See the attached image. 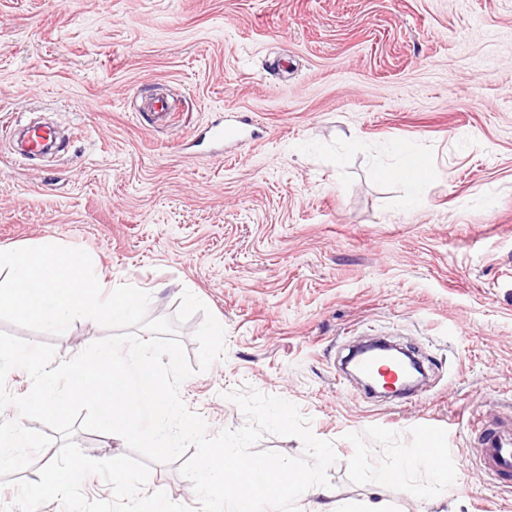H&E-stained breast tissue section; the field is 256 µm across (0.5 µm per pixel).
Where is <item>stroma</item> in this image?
I'll list each match as a JSON object with an SVG mask.
<instances>
[{"mask_svg": "<svg viewBox=\"0 0 512 512\" xmlns=\"http://www.w3.org/2000/svg\"><path fill=\"white\" fill-rule=\"evenodd\" d=\"M173 103L153 124L146 96ZM229 116L255 141H189ZM49 123L61 151L22 158L15 131ZM430 169L421 199L383 176L398 145ZM49 237L104 280L136 283L148 316L183 290L226 331V356L181 386L209 434L246 418L224 392L295 403L332 441L339 512H512L472 427L512 422V0H0V247ZM107 329L75 320L57 360ZM418 351L429 390L366 399L339 382L352 345ZM447 427L454 480L382 482ZM180 461L147 491L196 506Z\"/></svg>", "mask_w": 512, "mask_h": 512, "instance_id": "35a3bbf8", "label": "stroma"}]
</instances>
